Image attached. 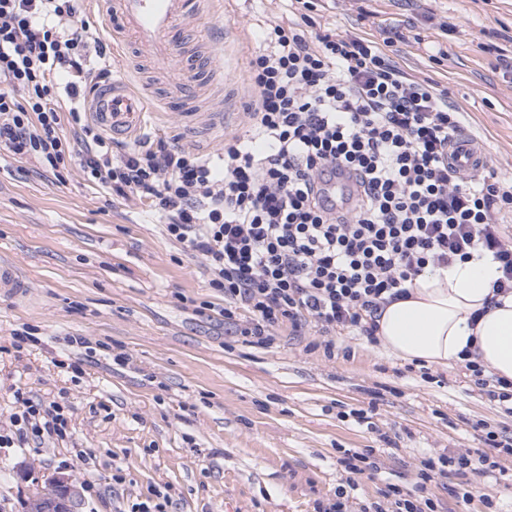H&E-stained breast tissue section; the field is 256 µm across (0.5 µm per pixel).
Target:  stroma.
Instances as JSON below:
<instances>
[{"instance_id": "obj_1", "label": "stroma", "mask_w": 512, "mask_h": 512, "mask_svg": "<svg viewBox=\"0 0 512 512\" xmlns=\"http://www.w3.org/2000/svg\"><path fill=\"white\" fill-rule=\"evenodd\" d=\"M315 31L384 42L408 74L447 91L463 129L485 148L488 166L512 175V0H312ZM294 0H207L198 37L219 42L222 80L200 98L224 123L191 134L181 108L157 84L148 138L180 140L211 154L244 135L248 63L268 18L291 19ZM58 183L33 162L0 152V260L24 286L0 292V424L18 412L15 391L65 401L69 436L39 448L0 447V512H24L47 477L85 483L81 454L95 456L97 488L80 512H112L170 485L171 512H318L343 486L341 449L371 450L376 472L348 493L350 512L377 501L387 484L412 486L420 457L486 452L476 421L512 435V414L474 387L456 363L429 377L383 347L348 336L327 357L314 329L284 327L274 344L235 342L203 303L222 305L200 258L171 243L161 224L131 202L89 186L77 162ZM33 328L41 343L12 346ZM96 347L81 374L61 363L69 338ZM125 353L114 362L112 351ZM375 404L373 427L350 412ZM124 479L113 484L114 465ZM497 478L476 479L470 503L429 492L440 512H483L482 495L512 512V456Z\"/></svg>"}]
</instances>
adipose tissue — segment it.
<instances>
[{
  "label": "adipose tissue",
  "mask_w": 512,
  "mask_h": 512,
  "mask_svg": "<svg viewBox=\"0 0 512 512\" xmlns=\"http://www.w3.org/2000/svg\"><path fill=\"white\" fill-rule=\"evenodd\" d=\"M496 277L490 258L477 255L417 278L408 298L383 309L381 346L427 366L458 360L469 347L496 375L512 380V294L501 306L484 307Z\"/></svg>",
  "instance_id": "1"
}]
</instances>
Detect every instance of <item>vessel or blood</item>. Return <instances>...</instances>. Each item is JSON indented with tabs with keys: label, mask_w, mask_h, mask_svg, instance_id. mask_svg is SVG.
<instances>
[{
	"label": "vessel or blood",
	"mask_w": 512,
	"mask_h": 512,
	"mask_svg": "<svg viewBox=\"0 0 512 512\" xmlns=\"http://www.w3.org/2000/svg\"><path fill=\"white\" fill-rule=\"evenodd\" d=\"M104 14L112 21V36L129 35L140 56L161 65L183 57L198 68L203 81L216 79L210 56L186 52L181 40L187 27L196 25L202 16L201 0H102ZM93 119L107 132L118 136L137 134L147 109L144 96L133 93L119 82L102 84L90 101ZM451 160L462 174H469L484 162V157L469 135L453 142Z\"/></svg>",
	"instance_id": "obj_1"
}]
</instances>
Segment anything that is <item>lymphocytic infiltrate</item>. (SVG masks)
<instances>
[{
    "label": "lymphocytic infiltrate",
    "mask_w": 512,
    "mask_h": 512,
    "mask_svg": "<svg viewBox=\"0 0 512 512\" xmlns=\"http://www.w3.org/2000/svg\"><path fill=\"white\" fill-rule=\"evenodd\" d=\"M104 45L76 0H0V152L59 171L79 142L89 185L138 202L167 238L199 256L217 311L243 342L266 346L283 325L318 328L377 344L383 308L407 298L425 272L489 254L493 296L512 293V177L461 176L448 161L459 113L433 85L404 72L377 42L296 21L267 20L249 62L246 137L204 156L164 137L122 147L102 135L83 103L108 69ZM357 187L338 208L320 184L337 167ZM466 379L500 405L512 381L475 350L459 360ZM21 414L0 431L1 448L65 438L58 402L16 391ZM489 455L420 460L413 487L387 485L362 512H438L435 478L493 477Z\"/></svg>",
    "instance_id": "1"
}]
</instances>
